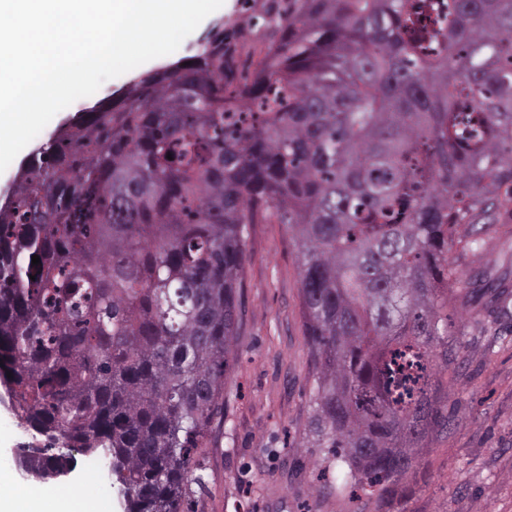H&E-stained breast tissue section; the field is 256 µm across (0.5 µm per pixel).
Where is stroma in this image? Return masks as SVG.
<instances>
[{
  "label": "stroma",
  "mask_w": 512,
  "mask_h": 512,
  "mask_svg": "<svg viewBox=\"0 0 512 512\" xmlns=\"http://www.w3.org/2000/svg\"><path fill=\"white\" fill-rule=\"evenodd\" d=\"M268 0H224L173 54L105 81L58 112L23 150L31 155L78 112L119 96L140 74L197 55L217 31L237 33L247 58ZM512 227L482 246L453 251L462 271L498 259ZM239 290L236 366L224 389V422L203 462L199 512H512V332L495 333L449 310L463 351L447 374L448 429L433 437L414 474L377 503L357 499L347 469L309 431L312 368L300 313L296 250L284 225H252ZM0 398V482L18 476L15 448L33 444Z\"/></svg>",
  "instance_id": "35a3bbf8"
}]
</instances>
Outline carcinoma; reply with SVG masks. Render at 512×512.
I'll return each instance as SVG.
<instances>
[{"mask_svg": "<svg viewBox=\"0 0 512 512\" xmlns=\"http://www.w3.org/2000/svg\"><path fill=\"white\" fill-rule=\"evenodd\" d=\"M270 3L244 71L220 34L142 74L0 204V388L67 449L42 480L101 451L124 512H196L250 225L296 248L310 431L378 499L448 428L443 311L512 294L450 258L512 223V0Z\"/></svg>", "mask_w": 512, "mask_h": 512, "instance_id": "carcinoma-1", "label": "carcinoma"}]
</instances>
